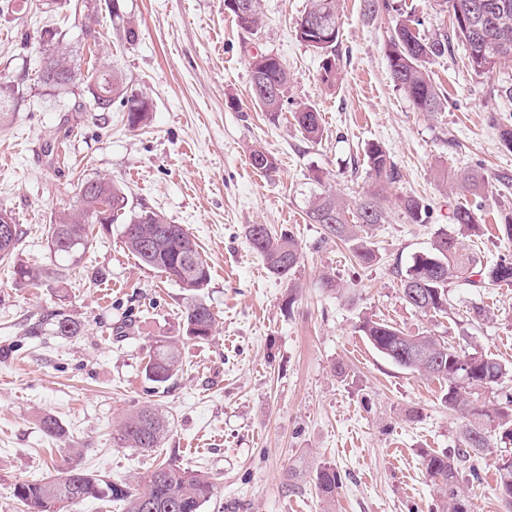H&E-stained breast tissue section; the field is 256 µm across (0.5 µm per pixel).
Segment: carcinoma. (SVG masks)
Listing matches in <instances>:
<instances>
[{"label":"carcinoma","instance_id":"carcinoma-1","mask_svg":"<svg viewBox=\"0 0 512 512\" xmlns=\"http://www.w3.org/2000/svg\"><path fill=\"white\" fill-rule=\"evenodd\" d=\"M247 13L235 15L237 25L249 32L262 22V0H245ZM452 18L455 37L466 52L468 65L477 75L491 76L501 65L512 62V0H440ZM364 12L375 17L387 13L392 26L387 60L390 77L413 106L421 112H439L444 93L430 78V65L448 52V36L423 37L416 27L421 21L412 13L398 8L390 0H364ZM296 38L322 56L320 77L329 87L336 84V45L339 37L336 0H308L297 19ZM80 72L65 53L47 49L39 82L57 94H69ZM92 102L74 105V111L110 112L116 102L127 112L128 125H142L150 112L145 96L127 94L122 74L115 70L92 69L87 73ZM289 73L281 60L272 54H256L250 61L252 101L271 119L288 108ZM297 131L310 142L322 136L320 113L305 103L292 112ZM371 183L358 201L352 203L334 192L314 198L306 212L309 223L320 224L322 242L350 245L351 255L360 266L377 261L372 241L373 231L389 223L390 209L385 206L386 191L400 181V172L391 155L372 143L365 152ZM253 168L265 173L274 171L272 159L260 150L250 155ZM488 181L477 170L460 175L458 189L479 196ZM396 208L410 224H426L430 211L425 201L405 193L396 198ZM127 199L123 189L109 179L81 182L76 205L49 225L48 239L54 253L79 257L87 245V224L124 222L123 239L127 249L144 265L174 281L189 295L184 321L186 335L206 342L217 329L216 317L200 293L207 287L209 267L195 239L182 225L170 224L157 212L143 210L125 219ZM451 231L436 233L435 245L412 258L400 274L405 302L424 315L448 313V282L456 279L469 288H488L498 283H512V261L485 262L465 239L480 231L478 214L467 205L453 209ZM249 247L259 254L271 275L287 280L299 266L302 248L293 234L272 233L266 224H249L245 228ZM52 331L58 336H76L82 324L65 309L50 314ZM358 330L383 357L392 363L432 377L444 383L443 395L448 411L461 422L458 442L445 451L422 452V465L437 488L443 512H474L473 504L459 492L463 471L478 478L473 462L490 453L492 438L512 444V392H502L494 399L481 400L474 395L478 388L490 389L506 375L505 366L492 354L475 346H455L431 333L412 335L383 321L364 317ZM180 353L172 342L158 344L144 367L147 379L156 384L168 382L178 371ZM167 431L165 420L150 405L142 406L119 425V439L129 448L150 452L159 447ZM498 477L495 494L512 505V451H500L495 459ZM315 485L327 501L336 499L341 476L336 469L322 466L317 470ZM216 493L212 478L198 470L181 469L161 463L154 469L129 480H106L85 467L80 455L65 459L57 474L47 480L24 481L15 485L14 495L26 512H60L63 504H76L94 498L122 502L125 512H202V507Z\"/></svg>","mask_w":512,"mask_h":512}]
</instances>
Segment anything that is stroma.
I'll list each match as a JSON object with an SVG mask.
<instances>
[{"instance_id":"35a3bbf8","label":"stroma","mask_w":512,"mask_h":512,"mask_svg":"<svg viewBox=\"0 0 512 512\" xmlns=\"http://www.w3.org/2000/svg\"><path fill=\"white\" fill-rule=\"evenodd\" d=\"M337 2L339 80L330 89L318 54L295 37L307 0H263L254 35L238 27L224 0H119L114 9L106 0H0V82L18 97L0 119V209L21 230L12 255L0 260V512H24L15 484L53 475L70 448L113 480L160 462L205 471L217 494L203 512H440L420 452L453 447L459 421L441 405L437 380L391 363L358 325L371 316L480 346L505 365L501 388L512 391V284L449 283L447 313L426 316L405 304L398 276L461 202L478 207L482 231L473 248L488 261L512 253L497 231L501 214L512 213V153L499 138L512 100L498 92L512 84V66L478 76L451 45L431 66L445 108L418 111L389 76L387 14L370 19L362 0ZM90 7L95 38L84 26ZM49 44L120 70L128 93L151 103L146 127L130 128L117 104L74 111V102L91 98L85 83L65 97L37 85ZM257 53L287 67L291 102L318 110V142L296 131L290 112L272 120L251 103L249 61ZM373 142L401 172L388 199L415 194L432 216L426 224L392 216L375 232L379 261L361 268L348 245L321 246L323 230L306 211L328 191L358 201ZM255 149L272 157L275 172L251 166ZM468 169L488 178L480 197L451 189L452 176ZM90 178L118 182L127 214L157 211L196 239L210 271L203 298L219 322L209 341L187 339L186 291L129 253L122 224L96 225L79 261L51 252L49 225ZM249 224L295 235L303 250L295 288L249 248ZM20 265L39 270V283L17 279ZM326 273L336 287H324ZM474 303L485 321L471 320ZM59 308L81 320L83 333H30ZM167 340L177 341L182 365L159 386L144 366L154 344ZM146 404L169 421L150 453L117 435L121 420ZM411 408L419 421L406 420ZM47 415L64 439L43 432ZM325 464L342 478L332 502L315 487ZM496 478L490 458L478 480L462 478L475 512H512L494 494Z\"/></svg>"}]
</instances>
